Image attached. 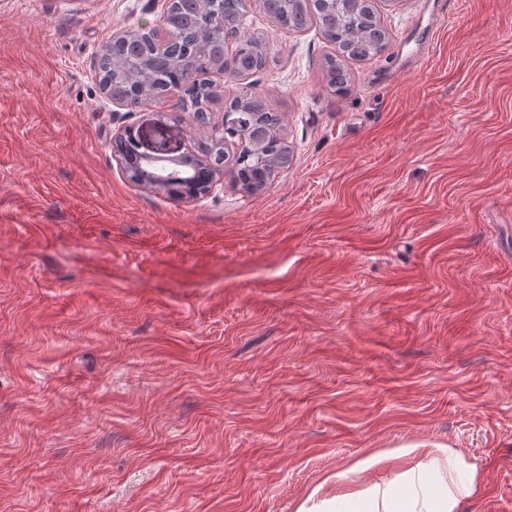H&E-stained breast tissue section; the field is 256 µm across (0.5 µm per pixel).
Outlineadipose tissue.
Masks as SVG:
<instances>
[{
  "label": "adipose tissue",
  "mask_w": 512,
  "mask_h": 512,
  "mask_svg": "<svg viewBox=\"0 0 512 512\" xmlns=\"http://www.w3.org/2000/svg\"><path fill=\"white\" fill-rule=\"evenodd\" d=\"M481 478L478 464L457 448H384L325 476L295 512H461Z\"/></svg>",
  "instance_id": "adipose-tissue-1"
}]
</instances>
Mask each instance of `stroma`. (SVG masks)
Wrapping results in <instances>:
<instances>
[{"mask_svg": "<svg viewBox=\"0 0 512 512\" xmlns=\"http://www.w3.org/2000/svg\"><path fill=\"white\" fill-rule=\"evenodd\" d=\"M169 0H0V512H294L381 448H458L512 512V0H377L374 59L250 7L267 186L178 200L112 154L214 124L113 105V35ZM165 121H158V113Z\"/></svg>", "mask_w": 512, "mask_h": 512, "instance_id": "obj_1", "label": "stroma"}]
</instances>
